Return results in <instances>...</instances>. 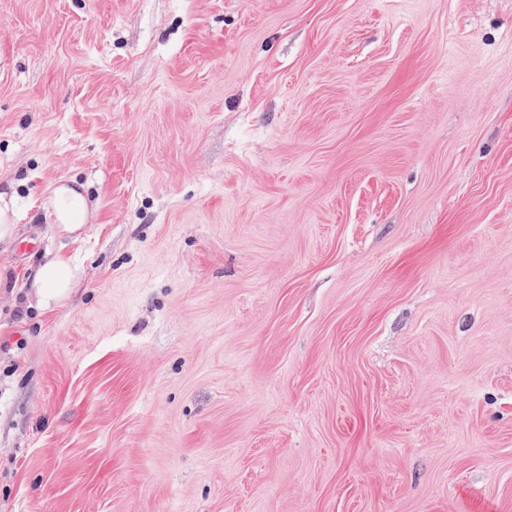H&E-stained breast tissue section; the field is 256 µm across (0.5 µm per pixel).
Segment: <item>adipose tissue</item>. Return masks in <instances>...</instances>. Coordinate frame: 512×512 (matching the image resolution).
Segmentation results:
<instances>
[{"instance_id": "ef3b65f1", "label": "adipose tissue", "mask_w": 512, "mask_h": 512, "mask_svg": "<svg viewBox=\"0 0 512 512\" xmlns=\"http://www.w3.org/2000/svg\"><path fill=\"white\" fill-rule=\"evenodd\" d=\"M43 207L53 236L76 242L87 235L93 208L82 185L72 180L51 183ZM81 278L73 257L46 253L35 268L30 296L41 311L52 310L70 297Z\"/></svg>"}]
</instances>
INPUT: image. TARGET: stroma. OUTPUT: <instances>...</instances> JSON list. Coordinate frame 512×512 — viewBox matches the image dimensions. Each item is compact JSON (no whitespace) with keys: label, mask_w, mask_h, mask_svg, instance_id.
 Segmentation results:
<instances>
[{"label":"stroma","mask_w":512,"mask_h":512,"mask_svg":"<svg viewBox=\"0 0 512 512\" xmlns=\"http://www.w3.org/2000/svg\"><path fill=\"white\" fill-rule=\"evenodd\" d=\"M0 188V512H512V0H0ZM43 207L54 237L79 241L87 235L93 208L83 185L73 180L48 185ZM17 203L15 193L0 191V245L9 246L16 240L19 219ZM82 278L76 260L62 252H47L35 268L29 297L43 312L67 300Z\"/></svg>","instance_id":"1"}]
</instances>
